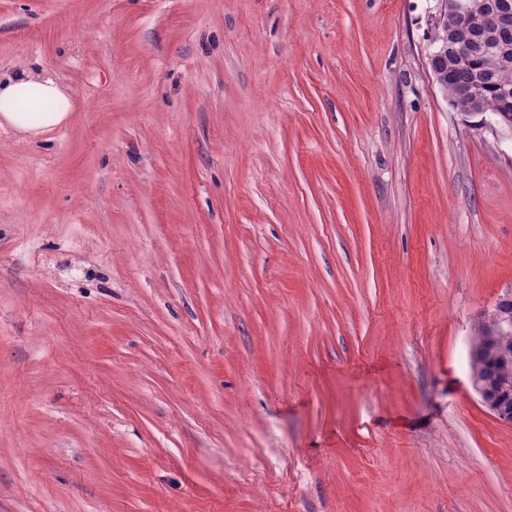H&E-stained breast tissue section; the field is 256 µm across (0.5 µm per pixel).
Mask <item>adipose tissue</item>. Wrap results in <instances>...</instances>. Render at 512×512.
Wrapping results in <instances>:
<instances>
[{
  "instance_id": "adipose-tissue-1",
  "label": "adipose tissue",
  "mask_w": 512,
  "mask_h": 512,
  "mask_svg": "<svg viewBox=\"0 0 512 512\" xmlns=\"http://www.w3.org/2000/svg\"><path fill=\"white\" fill-rule=\"evenodd\" d=\"M48 111H41V104ZM73 110L69 95L50 77L27 71L0 82V126L39 133L63 125Z\"/></svg>"
}]
</instances>
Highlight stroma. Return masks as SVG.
<instances>
[{
  "label": "stroma",
  "mask_w": 512,
  "mask_h": 512,
  "mask_svg": "<svg viewBox=\"0 0 512 512\" xmlns=\"http://www.w3.org/2000/svg\"><path fill=\"white\" fill-rule=\"evenodd\" d=\"M437 0H0V512H512L469 379L512 136ZM42 102L51 105L38 108ZM38 108L24 112L27 109ZM73 110L72 99L50 77L23 71L0 81V127L39 133L67 122Z\"/></svg>",
  "instance_id": "1"
}]
</instances>
